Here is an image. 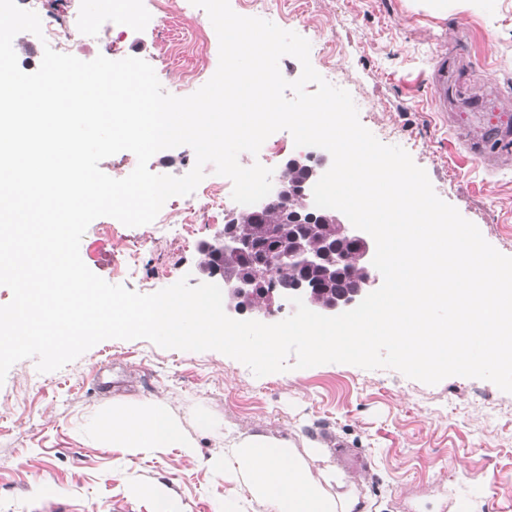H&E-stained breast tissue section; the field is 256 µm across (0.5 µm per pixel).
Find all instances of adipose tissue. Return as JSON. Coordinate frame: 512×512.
<instances>
[{
	"mask_svg": "<svg viewBox=\"0 0 512 512\" xmlns=\"http://www.w3.org/2000/svg\"><path fill=\"white\" fill-rule=\"evenodd\" d=\"M96 425L101 439L115 448H178L188 454L195 446L181 419L156 400L114 403ZM196 426L224 447L208 462L226 485L223 512H381L360 494L357 479L314 470V452H299L287 439L260 433L230 437L205 412Z\"/></svg>",
	"mask_w": 512,
	"mask_h": 512,
	"instance_id": "adipose-tissue-1",
	"label": "adipose tissue"
}]
</instances>
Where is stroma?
<instances>
[{"label":"stroma","mask_w":512,"mask_h":512,"mask_svg":"<svg viewBox=\"0 0 512 512\" xmlns=\"http://www.w3.org/2000/svg\"><path fill=\"white\" fill-rule=\"evenodd\" d=\"M234 12L285 23L311 44L333 48L335 84L368 105L361 123L382 143L404 148L435 193L512 256V159H471L467 139L492 119L512 131V0H477L439 13L414 0H278ZM132 28L70 47L83 61L137 57L163 89L184 96L191 28L208 15L180 12L169 0H128ZM137 252L135 273L124 272ZM80 256L112 284L151 294L180 278L198 285L200 253L174 226L128 227L111 217L88 226ZM166 403L196 443L137 452L104 445L95 419L117 400ZM235 434L262 433L319 451V467L363 479L382 512H452L468 499L475 512H512V393L452 376L435 385L393 369L329 363L255 377L217 351L164 349L145 339L102 341L62 369L14 364L0 384V512H155L133 495L139 483L164 486L181 512H218L224 483L208 460L218 450L195 425L198 413Z\"/></svg>","instance_id":"stroma-1"}]
</instances>
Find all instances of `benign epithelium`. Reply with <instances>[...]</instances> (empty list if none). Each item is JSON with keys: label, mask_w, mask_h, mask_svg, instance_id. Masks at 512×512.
Returning <instances> with one entry per match:
<instances>
[{"label": "benign epithelium", "mask_w": 512, "mask_h": 512, "mask_svg": "<svg viewBox=\"0 0 512 512\" xmlns=\"http://www.w3.org/2000/svg\"><path fill=\"white\" fill-rule=\"evenodd\" d=\"M288 167L281 168L272 182L269 198L264 200L257 210H265L280 203L288 204V195L307 198V184L299 183L288 187L286 172ZM236 214H230L224 224L222 233L211 241H203L199 245L202 254L226 262L241 257L254 255L261 245L247 236L237 232L234 224ZM317 222L336 230V239L352 244V252L342 251L338 244L328 242L307 243L298 236L278 243L268 252L265 261L255 265L249 276L245 278L224 279V311L228 314H250L251 318L260 322H269L282 310L284 303L292 296L301 297L307 307L320 314L332 316L356 307L360 301L374 290L377 283V269L372 260L375 255V242L366 232L345 223L334 211L316 213L304 206L303 211L284 213L286 224H312ZM297 265L307 270L317 268L324 278L336 276V271L353 266L359 269V288L351 295L336 299L329 306L321 305L318 295L321 282L309 278L287 280L277 272L284 265Z\"/></svg>", "instance_id": "obj_1"}]
</instances>
